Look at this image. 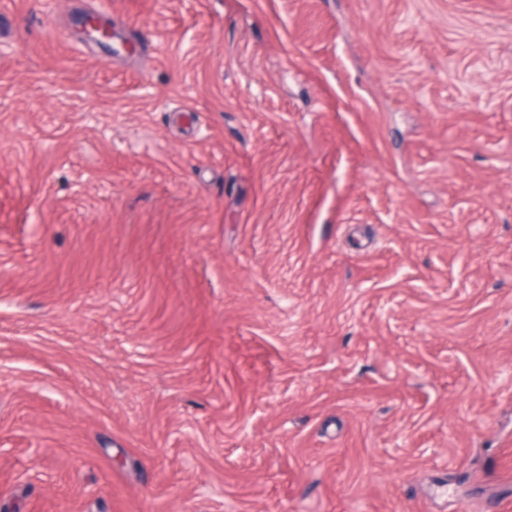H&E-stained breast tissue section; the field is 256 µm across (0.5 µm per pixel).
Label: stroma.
I'll return each instance as SVG.
<instances>
[{
	"label": "stroma",
	"instance_id": "1",
	"mask_svg": "<svg viewBox=\"0 0 512 512\" xmlns=\"http://www.w3.org/2000/svg\"><path fill=\"white\" fill-rule=\"evenodd\" d=\"M505 472L512 0H0V512Z\"/></svg>",
	"mask_w": 512,
	"mask_h": 512
}]
</instances>
